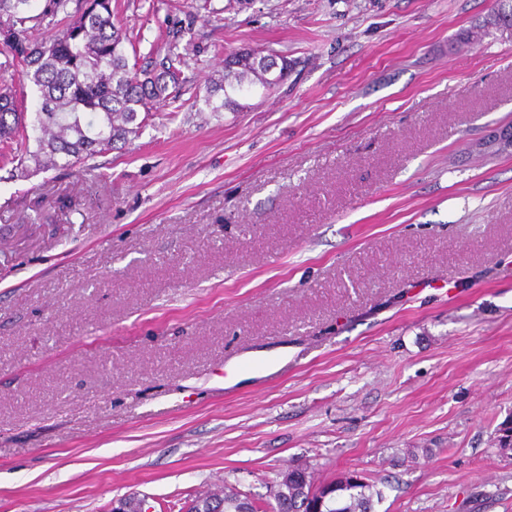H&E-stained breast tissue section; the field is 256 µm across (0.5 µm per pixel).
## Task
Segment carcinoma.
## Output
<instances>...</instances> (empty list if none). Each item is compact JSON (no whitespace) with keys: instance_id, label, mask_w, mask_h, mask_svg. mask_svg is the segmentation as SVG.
Returning <instances> with one entry per match:
<instances>
[{"instance_id":"obj_1","label":"carcinoma","mask_w":512,"mask_h":512,"mask_svg":"<svg viewBox=\"0 0 512 512\" xmlns=\"http://www.w3.org/2000/svg\"><path fill=\"white\" fill-rule=\"evenodd\" d=\"M43 0L38 13L23 8L22 0H0V145H8L20 167L32 159L44 168L78 167L97 154L112 150L139 135L154 105L176 100L181 72L179 55L165 57L141 70L128 65L126 31L112 21V0ZM259 63L238 57L224 59L220 83L207 89L212 111L237 112L253 85L266 86L257 75ZM21 73L40 92L35 122L41 132L37 150H29L24 109L9 71ZM223 93L220 105L213 98ZM271 512H372L381 498L374 484L349 473L314 486L307 469L286 471L275 481ZM190 512H259L247 495L224 488V493L199 498Z\"/></svg>"}]
</instances>
